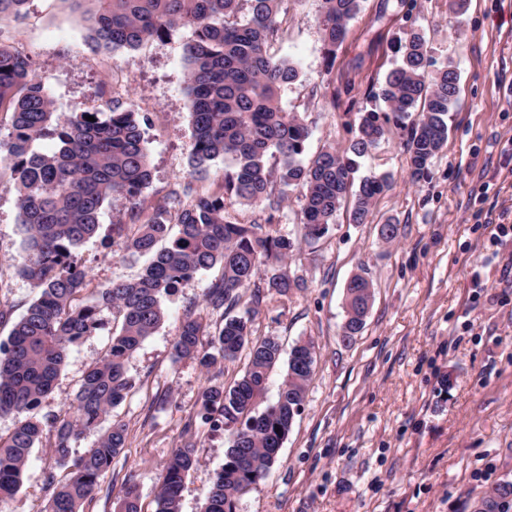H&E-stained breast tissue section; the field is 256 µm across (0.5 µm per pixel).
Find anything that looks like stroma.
<instances>
[{
    "label": "stroma",
    "instance_id": "35a3bbf8",
    "mask_svg": "<svg viewBox=\"0 0 512 512\" xmlns=\"http://www.w3.org/2000/svg\"><path fill=\"white\" fill-rule=\"evenodd\" d=\"M287 20L269 51L292 62L299 77L280 92L282 107L299 113L310 130L305 156L348 150L359 115L383 111L387 73L401 61L406 30H420L432 69L454 66L459 93L450 110L448 143L428 179L407 176L401 142L390 134L359 160V176L389 175L391 188L373 203L365 224L340 208L328 233L301 240L281 268L300 285L286 296L265 294L251 308L253 340L274 337L283 348L312 341L316 361L300 415L268 476L244 495L237 512H474L497 481L512 480V0H361L345 42L328 61L321 0H288ZM179 29L138 48L97 51L81 10L68 0H31L26 16L0 23V43L29 56L45 81L59 119L105 109L111 82L146 122L153 177L142 197L166 195L191 170L192 124L184 45ZM302 191L289 190L276 215L243 202L227 205L229 219L300 233ZM130 203H105L97 234L75 250L86 273L80 300L112 282L136 278L145 258L126 253L115 225ZM398 226L397 239L380 237ZM22 234L14 183L0 170V345L8 340L39 291L21 278ZM368 273L374 297L365 325L342 335L348 281ZM223 274L202 271L163 305L166 318L128 364L134 387L109 414L127 427L125 447L113 458L85 512H117V496L134 481L142 512H156L158 478L173 450L193 445L200 458L182 492L181 512H202L215 470L224 463L228 433L201 418V395L231 385L247 363L202 369L175 360L173 342L184 315L205 308L203 294ZM105 313L92 336L72 346L38 416L74 413L88 367L108 349L119 324ZM45 436L33 450L17 494L0 512H42L52 493L48 477L66 473Z\"/></svg>",
    "mask_w": 512,
    "mask_h": 512
}]
</instances>
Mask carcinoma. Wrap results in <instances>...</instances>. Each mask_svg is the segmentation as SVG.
<instances>
[{
	"label": "carcinoma",
	"instance_id": "1",
	"mask_svg": "<svg viewBox=\"0 0 512 512\" xmlns=\"http://www.w3.org/2000/svg\"><path fill=\"white\" fill-rule=\"evenodd\" d=\"M246 18L231 22L241 2ZM82 9L88 38L109 51L134 49L151 39H165L188 27L185 44L188 93L191 99L192 144L189 179L155 203L133 207L128 223L135 232L125 249L150 262L133 281L101 288L85 304L77 295L86 274L73 249L95 235L104 203L114 195L139 198L152 180V167L140 113L118 102L108 115L81 112L64 121L54 117L53 103L31 60L0 43V112L11 113L9 133L0 136V165L11 171L26 258L21 277L40 289L16 321L8 344L0 347V414H14L13 431L0 436V501L13 497L23 482L33 448L46 432L54 433L57 462L68 467L55 482L44 512H81L100 489V479L125 447L126 426L114 422L91 448L70 460L72 444L97 428L112 408L133 388L127 363L164 318L163 298L199 272L221 264L223 278L207 289L204 302L223 311L224 324L213 332L202 319L188 314L173 344L178 359H195L205 369L218 360L234 362L247 352L243 374L229 387L212 385L201 395L204 419L218 421L229 431L224 464L216 471L204 512H236L238 501L266 478L279 460L281 448L304 403L315 364L310 341L296 343L275 402L260 407L266 382L280 360L274 338L252 341L251 309L239 315L243 288L265 287L280 296L299 284L284 274L264 284L256 282L262 261L281 262L296 249L286 234L261 224H242L225 216L227 201L243 200L277 211L290 189H303L301 225L306 240L326 235L341 203L353 197L351 220L367 221L374 200L389 189L387 175L355 180L356 158L389 133L390 117L420 113L403 141L408 176L417 182L428 175L432 160L448 141V112L459 92V76L449 66L429 71L425 37L410 30L401 42L402 61L381 88L387 111L364 112L349 153L325 149L305 161L309 129L297 112L285 111L282 87L298 77L289 61L276 59L268 46L284 22L286 0H69ZM322 31L328 60L343 43L348 22L361 0H322ZM30 0H0V22L19 20ZM93 116L95 121L86 120ZM50 136L58 141L50 152L34 148ZM277 160L266 165L267 156ZM229 159L221 176L223 192L200 194L193 182L207 175L210 162ZM372 281L356 274L346 286L342 335L352 338L365 325ZM121 317L106 354L84 375L76 415L40 417L36 409L54 384L70 347L100 328L103 314ZM210 337L203 343L202 337ZM199 464L195 449L174 450L159 478L156 512H180L184 482ZM119 512H140L137 485H125ZM512 480H503L483 497L475 512H509Z\"/></svg>",
	"mask_w": 512,
	"mask_h": 512
}]
</instances>
